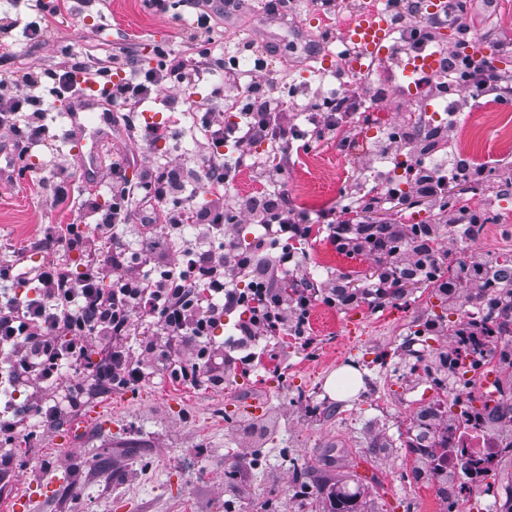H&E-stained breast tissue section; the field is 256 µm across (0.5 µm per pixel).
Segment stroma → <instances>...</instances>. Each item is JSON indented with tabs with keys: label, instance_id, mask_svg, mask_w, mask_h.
I'll use <instances>...</instances> for the list:
<instances>
[{
	"label": "stroma",
	"instance_id": "1",
	"mask_svg": "<svg viewBox=\"0 0 512 512\" xmlns=\"http://www.w3.org/2000/svg\"><path fill=\"white\" fill-rule=\"evenodd\" d=\"M364 2L341 0L327 14L312 0H290L286 18L266 23L264 0H250L237 21L214 15L211 30L202 33L183 0H170L163 16L153 15L143 0H70L45 44L36 46L27 30L37 17L33 0H0V42L10 51L0 60V71L32 64L53 70L75 53L104 64L131 44L142 63L154 67L165 54L190 59L207 48L223 68L195 87L193 101L208 98L228 70L247 85L256 75L255 62L262 61L279 94L294 99L292 123L304 128L314 105L334 101L347 89L337 81L335 67L323 66L311 53L347 52L335 34ZM470 13L488 41L512 39V0L489 6L473 0ZM40 95L56 148L32 147L24 175L14 182L0 148V268L17 260L29 269L40 266L51 255L39 243L52 225L86 222L95 208H111L107 174L121 156L134 158L125 167L128 179L140 180L145 169L162 163L180 171L185 191L196 189L193 174L202 146L194 114H187L178 139L155 144L143 139L146 127L168 122L169 100L186 95L182 85L168 84L129 120H115L113 141L103 147L97 178L90 183L79 177L68 140V104L48 84ZM492 121L512 122V103L490 93L461 113L450 134L455 140L475 131L466 142L468 159L487 169L483 181L448 190L458 204L484 208L488 217L474 238L450 242L449 259L456 263L474 252L512 260V188L500 182L512 174V137L482 133ZM385 135L376 116L359 113L338 137L292 151L279 181L265 184L254 164L266 157L267 145L252 146L250 163L241 166L232 142L222 148L227 162L236 165L233 198L284 189L291 207L315 225L297 263L298 274L315 285L342 278L358 287L378 271L371 255L338 252L326 225L341 206L378 195L389 166L375 150ZM60 158L71 172L70 212L54 209L53 185L41 187L35 180ZM456 310L435 288L420 283L377 311L318 301L309 309L308 338L288 346L268 340L263 367L247 376L237 364H226L223 387L173 381L161 353L135 385L100 394L84 384L76 407L60 420L10 437L0 434V467L8 474L0 485V512H12V498L21 491L30 497L28 512H336L334 501L346 498L355 512H424L433 487L412 474L411 448L419 432L414 403L420 376L434 355L447 349L448 334L423 336L416 345L410 337L427 321H447ZM355 317L362 329L352 337L348 328ZM344 366L380 381L383 404L361 391L337 401L326 382ZM249 402L259 405L265 424L257 438L241 428L247 415L239 407ZM340 403L346 408L342 415L336 412ZM96 406L108 408L106 419H89ZM67 434L71 443L60 445L59 437Z\"/></svg>",
	"mask_w": 512,
	"mask_h": 512
}]
</instances>
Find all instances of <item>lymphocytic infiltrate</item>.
<instances>
[{
  "instance_id": "obj_1",
  "label": "lymphocytic infiltrate",
  "mask_w": 512,
  "mask_h": 512,
  "mask_svg": "<svg viewBox=\"0 0 512 512\" xmlns=\"http://www.w3.org/2000/svg\"><path fill=\"white\" fill-rule=\"evenodd\" d=\"M391 20L400 31L414 32L421 46L434 40L432 26L456 28L459 37L443 53L440 69L424 76L429 93L444 97L450 80L459 68H467L476 88L498 86L505 79L495 66L496 56L512 54V42L476 48L474 27L464 22V0H452L448 11L436 23L425 20L423 0H389ZM124 65L132 76L111 83L113 105L136 110L152 92L168 80L183 87L208 81L216 63L208 52L192 60L169 58L165 65L140 69L134 50L124 53ZM43 79L37 67L0 74V133L15 143L27 142L46 148L54 143L42 124L43 110L34 91ZM214 100L201 103L204 113L200 132L215 152L200 158L196 180L208 200L198 205L193 198L181 197V177L173 169L155 166L142 180L125 178L120 163L112 165V207L102 213L93 230L81 233L76 225H53L50 243L66 245L81 254L84 270L74 274L70 262L52 260L39 269L11 273L0 268V278L17 275L35 285V297L0 295V350L9 359L0 365V389L21 385L32 390L29 402L14 410L10 420L0 424L15 433L30 425H45L59 419L76 404L67 395L46 404L43 394L56 386L61 373L71 371L92 380L98 392L106 393L141 381L145 363L158 344H166L173 357L170 376L175 381H207L214 388L224 383L223 372L213 370L215 351L208 341L212 329L223 323L225 313L242 310L244 317L230 338L239 351L242 371H249L262 358L260 339L299 340L305 335L309 307L322 300L328 304L363 302L376 307L400 297L406 283L426 281L449 298L467 297L471 305L481 303L496 269L480 259L464 263L459 276L444 270L446 252L437 246L439 226L431 224H364L352 217L351 206H344L329 235L338 252H367L382 261L383 268L361 292L339 284L324 288L310 286L290 277L288 265L312 234L303 213L288 205L287 191L265 192L239 200L237 211L224 207V197L232 188V169L224 162L218 147L224 142V91L215 89ZM244 125L235 127L240 156H247L253 143L269 141L273 150L260 163L268 177L282 174L288 152L299 132L288 119V104L276 96L268 83L251 82L246 89ZM31 113L26 123H18L20 113ZM438 129L408 128L390 135L381 147L382 159H391L399 150H408L415 159L408 188L400 194L385 193V202L407 206L415 199L446 200L450 185H465L483 177L485 170L466 159L454 158L435 164L425 163L432 144L442 140ZM150 210L174 230L193 224L208 237H223L217 249L185 248L182 264L167 266L166 250L158 242L147 241L132 259H125L113 232L115 225L133 221L135 209ZM247 217L259 233L248 249H241L228 236L229 225ZM251 279L250 288H239V279ZM142 323L138 356H131L124 345L134 323ZM101 343L98 358H90L89 346Z\"/></svg>"
}]
</instances>
